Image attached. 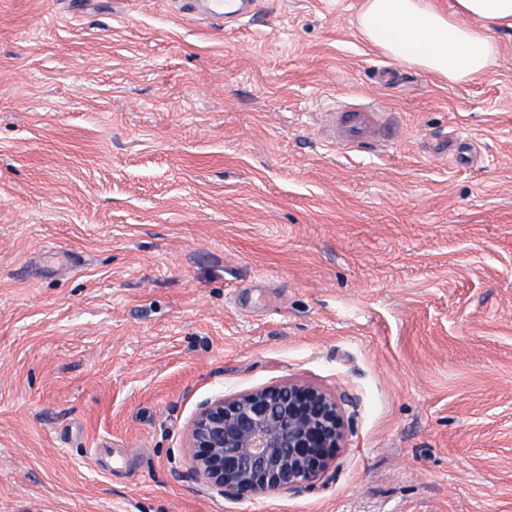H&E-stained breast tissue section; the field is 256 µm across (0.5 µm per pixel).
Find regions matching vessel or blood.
Returning <instances> with one entry per match:
<instances>
[{
	"label": "vessel or blood",
	"mask_w": 512,
	"mask_h": 512,
	"mask_svg": "<svg viewBox=\"0 0 512 512\" xmlns=\"http://www.w3.org/2000/svg\"><path fill=\"white\" fill-rule=\"evenodd\" d=\"M256 7L257 0H206L200 9L196 0H185L187 12H201L204 19L220 24L230 18L244 21L255 14ZM330 135L337 144L349 148L368 142L381 145L388 140V116L368 104H347L333 112Z\"/></svg>",
	"instance_id": "b4317fda"
}]
</instances>
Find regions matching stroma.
Returning <instances> with one entry per match:
<instances>
[{"label":"stroma","instance_id":"35a3bbf8","mask_svg":"<svg viewBox=\"0 0 512 512\" xmlns=\"http://www.w3.org/2000/svg\"><path fill=\"white\" fill-rule=\"evenodd\" d=\"M363 4L0 0V512H512V27L451 83ZM288 380L344 416L317 486L201 481V405ZM198 0H185L187 13H194L205 20L223 24L228 18H235L239 23L252 17L256 12L257 0H205L203 10L196 8ZM330 137L337 145L356 148L373 142L376 145L388 141V116L369 104H347L331 113Z\"/></svg>","mask_w":512,"mask_h":512}]
</instances>
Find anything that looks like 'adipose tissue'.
<instances>
[{"label": "adipose tissue", "instance_id": "adipose-tissue-1", "mask_svg": "<svg viewBox=\"0 0 512 512\" xmlns=\"http://www.w3.org/2000/svg\"><path fill=\"white\" fill-rule=\"evenodd\" d=\"M512 25V0H454L443 12L432 0H365L361 31L387 55L460 82L494 63L495 46L484 30Z\"/></svg>", "mask_w": 512, "mask_h": 512}]
</instances>
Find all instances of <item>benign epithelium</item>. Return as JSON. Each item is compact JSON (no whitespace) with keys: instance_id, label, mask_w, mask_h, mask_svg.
Masks as SVG:
<instances>
[{"instance_id":"obj_1","label":"benign epithelium","mask_w":512,"mask_h":512,"mask_svg":"<svg viewBox=\"0 0 512 512\" xmlns=\"http://www.w3.org/2000/svg\"><path fill=\"white\" fill-rule=\"evenodd\" d=\"M343 441L336 399L289 380L205 404L191 433L193 467L224 494L254 499L313 487Z\"/></svg>"}]
</instances>
